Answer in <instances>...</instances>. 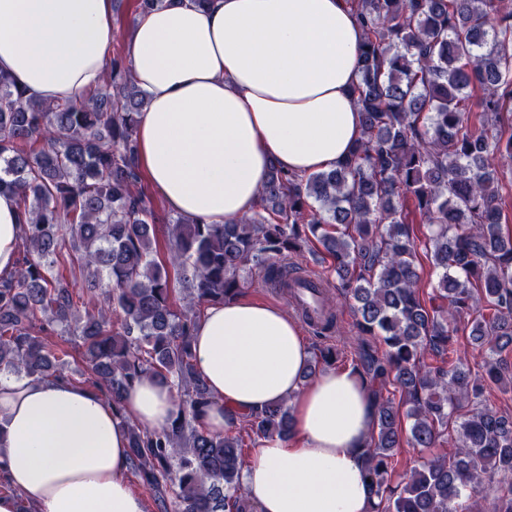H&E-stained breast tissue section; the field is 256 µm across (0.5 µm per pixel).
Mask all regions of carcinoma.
<instances>
[{
	"label": "carcinoma",
	"instance_id": "cac0c4a2",
	"mask_svg": "<svg viewBox=\"0 0 512 512\" xmlns=\"http://www.w3.org/2000/svg\"><path fill=\"white\" fill-rule=\"evenodd\" d=\"M350 4L365 39L362 135L348 157L300 179L271 168L262 210L240 219L177 218L162 261L134 138L146 94L125 60L111 58L103 87L79 102L41 103L0 75V193L17 194L25 216L16 270L0 276V374L69 379L76 365L127 425L129 469L156 512H249L240 431L256 445L286 439L292 406L229 414L224 434L208 430L213 398L192 363V330L200 307L248 288L250 266L284 291L299 270L286 258L312 241L332 259L315 286L336 289L355 315L352 370L375 411L360 450L373 512H481L479 487L491 512H512V415L487 404L490 386L512 390V232L502 231L497 175L512 159V0ZM421 245L437 278L426 301ZM62 262L91 294L82 312L55 270ZM326 303L303 319L319 339L338 329ZM462 325L483 350L475 371L458 347ZM55 335L70 349L54 348ZM338 358L317 348L306 376ZM147 376L181 403L158 433L123 407ZM404 442L447 451L397 476Z\"/></svg>",
	"mask_w": 512,
	"mask_h": 512
}]
</instances>
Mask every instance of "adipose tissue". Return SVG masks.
I'll use <instances>...</instances> for the list:
<instances>
[{
    "mask_svg": "<svg viewBox=\"0 0 512 512\" xmlns=\"http://www.w3.org/2000/svg\"><path fill=\"white\" fill-rule=\"evenodd\" d=\"M113 0H0V74L33 99L75 100L103 83ZM131 76L147 98L136 154L166 208L220 224L253 211L271 168L300 176L343 162L360 136L355 87L363 30L349 0H165L124 31ZM18 197L0 193V275L17 265ZM194 366L230 412L290 401L289 439L266 440L243 472L255 512H371L359 449L374 427L350 369L305 380L311 351L287 310L247 298L207 307ZM151 432L179 410L147 377L123 400ZM128 436L104 397L64 380L0 376V512H145L127 479Z\"/></svg>",
    "mask_w": 512,
    "mask_h": 512,
    "instance_id": "ef3b65f1",
    "label": "adipose tissue"
}]
</instances>
